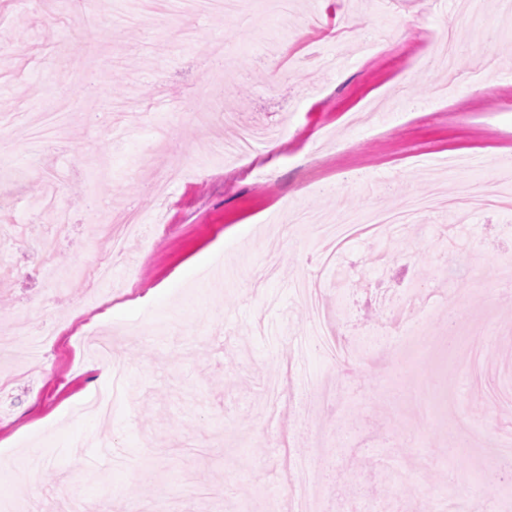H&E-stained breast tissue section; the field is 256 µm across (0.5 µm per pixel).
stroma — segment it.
Masks as SVG:
<instances>
[{"label": "stroma", "instance_id": "35a3bbf8", "mask_svg": "<svg viewBox=\"0 0 512 512\" xmlns=\"http://www.w3.org/2000/svg\"><path fill=\"white\" fill-rule=\"evenodd\" d=\"M52 13L48 26L42 13ZM0 335H29L0 350V512L50 502L66 512L75 491L87 512H289L295 470L281 459L325 455L304 495L324 512H433L414 505L401 474L431 477L437 496L512 498V469L455 441L500 400L487 441L512 437V384L502 366L440 349L449 329L512 340L499 296L512 267V209L431 212L408 237L344 245L337 267L319 259L315 225L292 208L394 209L461 184L501 178L512 194V15L483 6L460 14L435 0H247L243 15L205 6L167 19L136 15V0H0ZM452 29V66L407 38ZM492 36L498 69L470 76ZM378 40L384 55L363 54ZM224 45L231 75L210 68ZM225 81L223 106L242 122L277 126L290 141L256 172L225 156L235 130L199 119L186 91ZM485 167H441L443 157ZM181 158L184 179L158 201L150 185ZM134 207L164 231L129 240L100 285L119 313L99 321L88 273L102 256L110 211ZM69 231L51 260L33 252L56 219ZM321 284L325 315L339 316L348 367L308 336L299 278ZM122 357L130 402L110 416H78L109 390L98 361L73 358L84 331ZM406 338L410 374L396 375L386 341ZM449 388L419 420L394 398L412 384ZM335 391L324 399L322 389ZM125 449L95 464L92 441ZM81 453L85 465L73 467Z\"/></svg>", "mask_w": 512, "mask_h": 512}]
</instances>
